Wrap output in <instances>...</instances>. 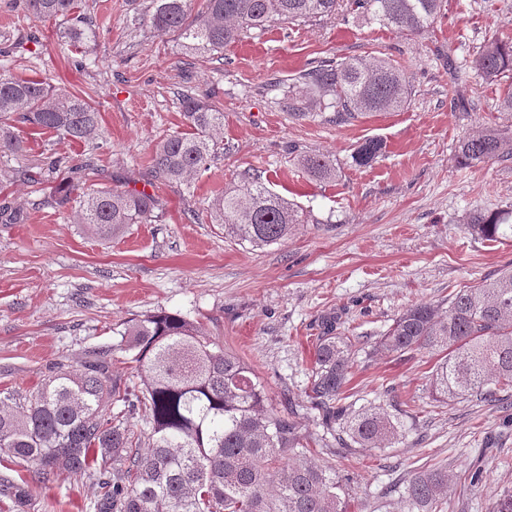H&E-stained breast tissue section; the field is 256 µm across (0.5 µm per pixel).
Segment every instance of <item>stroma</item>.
I'll return each mask as SVG.
<instances>
[{
	"mask_svg": "<svg viewBox=\"0 0 512 512\" xmlns=\"http://www.w3.org/2000/svg\"><path fill=\"white\" fill-rule=\"evenodd\" d=\"M83 3L98 39L81 46L52 22L29 39L25 0H0L10 71L89 94L102 118L92 143L31 135L26 151L6 163L11 170L39 166L52 153L67 159L40 189L0 187V203L26 216L0 223V392H32L57 363L101 349L112 352L114 376L135 381L118 332L166 310L243 357L271 406L292 410L314 434L318 417L305 391L321 321L331 316L355 342L349 402L385 404L403 424L402 438L385 448L317 449L316 459L348 485L352 512H407L408 482L427 467L447 469L450 479L435 512H490L511 496L512 406L473 397L434 402L437 354L396 359L371 347L411 305L447 307L454 289L512 263V240H487L466 226L473 211L512 206V160L469 168L456 161L462 136L512 124L502 108L512 75L490 82L474 67L488 41L512 43V0H443L435 23L412 36L340 13L246 35L209 58L185 54L175 36L141 25L152 0ZM83 56L89 65L75 67ZM345 56L391 59L412 85L409 107L340 126L325 114L296 119L283 110L273 78ZM186 93L209 95L224 111V154L188 190L150 178L157 143L184 128ZM368 138L382 140L385 153L356 166L352 156ZM302 152L335 158L336 178L309 177L295 160ZM89 156L124 188L159 196L161 222L102 241L47 205L59 184L84 181L78 165ZM246 171L261 174L311 223L260 250L226 238L210 203ZM476 467L484 478L473 488ZM96 495L94 477L61 470L33 483L28 512H93Z\"/></svg>",
	"mask_w": 512,
	"mask_h": 512,
	"instance_id": "stroma-1",
	"label": "stroma"
}]
</instances>
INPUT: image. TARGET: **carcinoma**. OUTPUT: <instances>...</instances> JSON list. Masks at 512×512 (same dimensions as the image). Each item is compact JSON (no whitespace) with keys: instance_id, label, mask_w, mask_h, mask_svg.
<instances>
[{"instance_id":"cac0c4a2","label":"carcinoma","mask_w":512,"mask_h":512,"mask_svg":"<svg viewBox=\"0 0 512 512\" xmlns=\"http://www.w3.org/2000/svg\"><path fill=\"white\" fill-rule=\"evenodd\" d=\"M339 0H206L192 13L191 0H153L147 23L172 34L192 55L224 54L249 32L331 17ZM39 22H62L70 39L98 38L86 23L81 0H27ZM442 0H349L346 11L362 23L404 35L418 34L438 18ZM488 78L512 73V45L487 42L475 58ZM284 88L283 106L295 118L328 110L336 123L372 112H400L411 101L405 74L384 58L355 56L324 60L301 71ZM188 127L163 139L152 157V180L191 189L224 154V112L205 96L185 95ZM52 132L71 143L100 135V112L86 94L60 90L40 78L0 72V155L25 150L16 124ZM383 142L367 139L353 156L369 166L383 155ZM512 159V125L491 127L460 139L457 162L471 167L488 159ZM65 162L54 157L33 172L30 184ZM299 165L311 177H336V162L305 154ZM99 186L57 188L51 206L72 213L74 223L109 240L131 224H154L163 203L152 193L112 186L105 170L87 162ZM224 234L260 248L288 238L308 214L274 193L256 175L217 195L211 204ZM468 228L488 239L512 238V209L473 212ZM315 366L308 383L311 408L323 430L347 448H380L403 436L399 419L380 404L358 410L345 403L353 343L336 332V319L321 322ZM119 349L137 364L139 395L112 376V358L91 351L76 366L58 363L54 374L24 397L0 398V453L39 482L56 470L98 477L94 512H351L347 486L320 464L312 446L323 441L268 406L265 388L251 366L212 340L203 328L177 313L159 311L128 324ZM418 350L444 353L431 378L436 400L479 397L487 402L512 390V265L493 278L448 295L445 312L431 303L406 309L372 346L375 354L400 357ZM128 414L112 415V403ZM144 413L148 446L128 417ZM448 491V473L432 468L415 474L407 497L417 512H431ZM17 512L31 501L26 481H0V496Z\"/></svg>"}]
</instances>
